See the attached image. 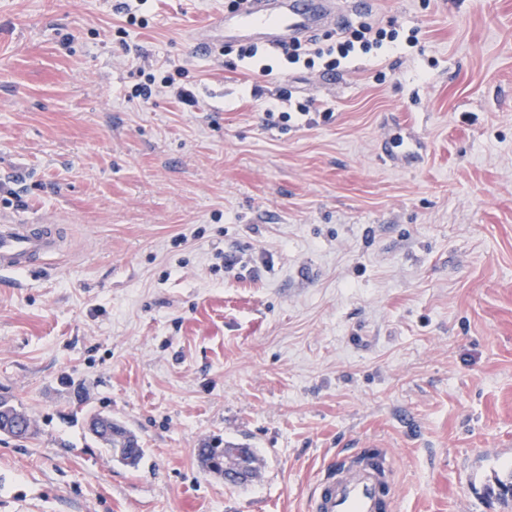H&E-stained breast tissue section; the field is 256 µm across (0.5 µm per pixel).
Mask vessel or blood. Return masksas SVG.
Returning <instances> with one entry per match:
<instances>
[{
  "label": "vessel or blood",
  "instance_id": "vessel-or-blood-1",
  "mask_svg": "<svg viewBox=\"0 0 512 512\" xmlns=\"http://www.w3.org/2000/svg\"><path fill=\"white\" fill-rule=\"evenodd\" d=\"M334 0H244L240 8L217 17L212 27L277 45L279 32L308 37L331 19ZM61 234L54 224L0 222V272H19L58 251ZM386 457L358 462L332 459L310 496V512H394V488Z\"/></svg>",
  "mask_w": 512,
  "mask_h": 512
}]
</instances>
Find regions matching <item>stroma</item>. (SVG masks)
Segmentation results:
<instances>
[{
    "label": "stroma",
    "mask_w": 512,
    "mask_h": 512,
    "mask_svg": "<svg viewBox=\"0 0 512 512\" xmlns=\"http://www.w3.org/2000/svg\"><path fill=\"white\" fill-rule=\"evenodd\" d=\"M117 5L0 0V218L63 235L0 273V395L35 430L0 433V512H310L360 448L395 512H512V0H362L349 24L418 41L333 71L200 53L226 0ZM167 65L196 107L128 100ZM215 440L252 481L202 466ZM109 427L112 430V439H105L103 434H101L100 437L104 440H99L107 447L109 442H112V447H108V449L112 452V457L116 461L126 466L136 467L143 459L145 453L144 448L137 449L140 448L137 437L117 421H112V426ZM129 437H132V439H129ZM219 447V445H209L205 448H199V455L202 459V463L208 471L213 472L209 469L208 461L218 457L221 459L222 463L225 461V465L236 466L240 471L245 472L247 475L244 482L231 484H244L254 477L256 472V467L254 466L256 462V455L251 448L229 444H224V448Z\"/></svg>",
    "instance_id": "1"
}]
</instances>
